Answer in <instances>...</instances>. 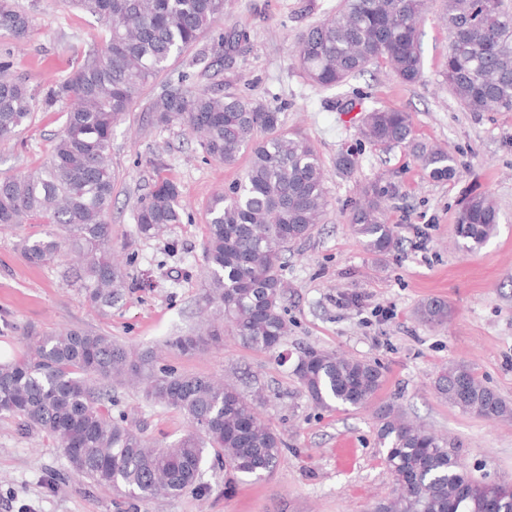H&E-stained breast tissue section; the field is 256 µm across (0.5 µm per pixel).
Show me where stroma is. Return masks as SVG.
<instances>
[{
    "label": "stroma",
    "mask_w": 512,
    "mask_h": 512,
    "mask_svg": "<svg viewBox=\"0 0 512 512\" xmlns=\"http://www.w3.org/2000/svg\"><path fill=\"white\" fill-rule=\"evenodd\" d=\"M15 2L32 26L20 41L0 31V57L9 56V76L39 98L98 46L103 24L61 0ZM340 3L226 0L213 31L167 73L174 79L193 71L198 58L211 55L219 33L245 32L246 41L226 53L223 69L200 78L199 86L230 85L280 109L288 131L307 136L325 164L327 214L311 238L289 245L282 267L288 337L281 354L251 350L230 335L193 354L165 345L210 318L202 301L206 204L241 178L249 158L225 166L204 158L184 127L156 125L149 106L160 84L144 90L112 136L119 179L108 222L112 250L128 277L125 299L111 315H98L85 302L73 277L76 254L61 252L48 266L24 259L23 238L43 233L44 225L0 229L1 362L24 355L27 337L73 326L153 353L177 372L229 379L245 397L262 391L259 412L284 442L279 468L260 482L234 481L211 459L199 491L134 504L75 475L50 437L22 433L13 417L0 415V512H371L393 490L378 440L377 414L388 404L454 441L472 476L512 486V421L465 414L432 386L443 366L459 362L512 402V112H470L450 93L442 77L448 52L443 0H429L418 28L422 77L416 83H402L374 63L341 86L313 85L291 50L302 32ZM360 95L366 106L410 112L415 139L450 151L458 176L433 180L409 149L361 140L356 123H345L336 110ZM64 110L61 104L38 108L27 129L0 142V177L48 160ZM348 149L359 158L351 178L336 171L337 155ZM157 156L164 162L159 170L152 165ZM160 175L179 184L188 217L164 236L146 239L135 221L137 199ZM374 178L400 187L385 215L397 225L401 244L385 255L368 252L348 224L361 187ZM476 193L492 195L500 223L481 248L467 252L454 243V214ZM429 298L452 307L448 323L430 327L416 319L418 305ZM379 305L393 308L394 317H375ZM306 347L378 362L385 375L381 390L364 408L316 407L292 373ZM115 399L114 412L124 413L152 442H172L187 429L180 412L154 404L142 389L116 387Z\"/></svg>",
    "instance_id": "stroma-1"
}]
</instances>
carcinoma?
Instances as JSON below:
<instances>
[{"instance_id": "carcinoma-1", "label": "carcinoma", "mask_w": 512, "mask_h": 512, "mask_svg": "<svg viewBox=\"0 0 512 512\" xmlns=\"http://www.w3.org/2000/svg\"><path fill=\"white\" fill-rule=\"evenodd\" d=\"M225 0H69L98 16L105 35L65 79L50 85L43 104L69 101L50 158L41 167L0 177V226L37 221L42 235L23 238L22 253L33 265L53 262L61 250L83 258L77 279L88 305L108 314L125 297L126 274L112 255L107 216L117 177L112 170L114 126L144 88L194 47L224 14ZM427 0H342L336 13L305 30L292 57L316 85L334 87L378 60L402 82L422 74L417 29ZM448 29L444 79L470 112H512V12L504 0H445ZM30 16L14 0H0V31L21 40ZM246 34H219L221 53L235 49ZM0 62V141L33 121L35 97L4 75ZM187 71L165 84L151 112L162 125L178 123L198 136L204 154L226 166L250 151L243 177L206 207L204 301L216 321L193 336L167 345L191 354L216 342L229 326L243 345L278 349L288 336L281 274L288 244L309 238L323 220L327 188L322 159L305 136L282 129L278 109L239 90L194 86ZM370 144L409 148L436 181L456 177L454 157L445 149L415 142L408 112L370 108L360 119ZM265 137L258 138L259 134ZM356 153L336 157V171L352 175ZM392 182L365 185L349 224L365 249L386 254L397 247V225L382 218L384 203L397 196ZM180 187L160 178L138 200L135 220L147 239L183 223ZM499 208L487 193L466 199L455 215L458 248L473 252L495 232ZM447 302L428 300L417 318L430 326L448 321ZM309 399L325 409L363 407L383 382L379 364L309 347L293 369ZM142 382L151 401L179 411L188 429L166 446L149 445L125 415L112 416V387ZM436 394L460 411L486 419L511 420L512 404L464 364L450 362L436 375ZM16 418L23 430L42 432L56 443L73 472L115 495L141 501L199 489L209 456L235 476L255 481L272 475L283 456L280 434L254 410L235 385L159 366L90 329L64 327L30 338L29 352L0 363V415ZM380 446L393 478L391 498L374 512H512V487H492L464 469L448 439L405 419L392 406L381 411Z\"/></svg>"}]
</instances>
